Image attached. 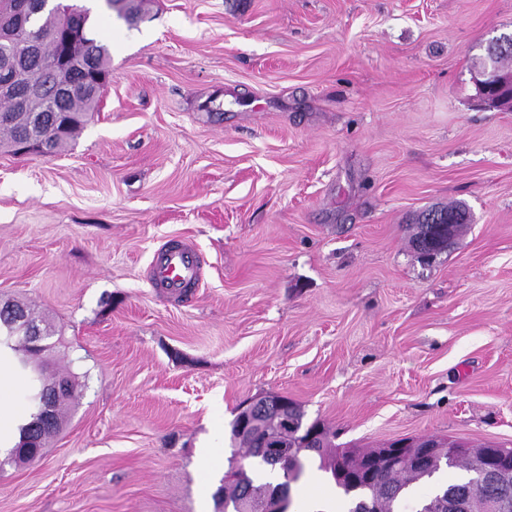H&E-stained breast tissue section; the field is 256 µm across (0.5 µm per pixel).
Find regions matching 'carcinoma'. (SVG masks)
<instances>
[{"label":"carcinoma","instance_id":"obj_1","mask_svg":"<svg viewBox=\"0 0 512 512\" xmlns=\"http://www.w3.org/2000/svg\"><path fill=\"white\" fill-rule=\"evenodd\" d=\"M107 11H116L117 17L133 25L139 19L140 4L136 0H103ZM90 11L69 3V0H47L40 11L32 14L27 28L15 32L8 42L0 41V64L18 56V51L32 37L41 40L39 55L26 59L27 67L38 78H45L51 86L65 82L70 86L69 96L61 103L49 91L22 108L14 99H0V133L3 145L16 152L19 136L49 146L57 155L72 145L86 121L99 110L102 94L111 71V53L107 45L97 40L88 28ZM467 214V207L454 204L432 209L416 225L411 239L420 260H430L447 249L463 224L459 220ZM458 224L448 226V219ZM31 316L24 305L7 301L0 306V335H17L16 319ZM259 425L243 434L238 429L239 418L230 423V440L244 449L242 458L263 475H277L279 482L255 484L253 472L237 464L231 455L229 469L224 473V489L220 503L232 512H259L263 502L281 488L290 489L305 473L310 455L319 458L318 468L330 474L336 488L341 490L345 512H441L438 506L448 503L451 496L473 494L477 502L499 505L498 512H512V483L504 487L491 482L475 471L472 457L458 452V443L443 438L424 436L412 439L423 444L431 442L439 450L427 461L408 455L383 473L371 472L374 449L359 451L333 447V434L317 420L309 423L305 412L294 401H289V415L296 427L284 429L274 399L265 396L255 402ZM321 428L316 446L305 441L311 430ZM49 428L29 423L12 454V459L25 461L27 441L45 440ZM288 443V462H272L260 453V448L272 443ZM458 468L466 476L445 486L432 485L443 469ZM429 485L423 496L416 495L417 487Z\"/></svg>","mask_w":512,"mask_h":512}]
</instances>
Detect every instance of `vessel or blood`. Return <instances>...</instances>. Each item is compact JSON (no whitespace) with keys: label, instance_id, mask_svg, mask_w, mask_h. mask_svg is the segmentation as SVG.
<instances>
[{"label":"vessel or blood","instance_id":"b4317fda","mask_svg":"<svg viewBox=\"0 0 512 512\" xmlns=\"http://www.w3.org/2000/svg\"><path fill=\"white\" fill-rule=\"evenodd\" d=\"M202 259L196 248L180 244L162 246L150 264V279L155 287L177 299L186 298L197 286Z\"/></svg>","mask_w":512,"mask_h":512}]
</instances>
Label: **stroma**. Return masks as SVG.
Wrapping results in <instances>:
<instances>
[{
    "instance_id": "obj_1",
    "label": "stroma",
    "mask_w": 512,
    "mask_h": 512,
    "mask_svg": "<svg viewBox=\"0 0 512 512\" xmlns=\"http://www.w3.org/2000/svg\"><path fill=\"white\" fill-rule=\"evenodd\" d=\"M98 16L99 112L62 154L0 147V299L82 389L0 512H221L201 441L277 393L338 445L512 448V112L476 85L512 0H142ZM472 222L431 263L419 215ZM205 264L176 301L167 241ZM104 2V7L107 11L112 13L116 10L117 17L122 19L128 25H134L140 14V4L133 0H101ZM120 6L117 8L116 6ZM201 269L202 259L196 248L185 244L163 245L150 264V279L156 288L183 299L197 286Z\"/></svg>"
}]
</instances>
